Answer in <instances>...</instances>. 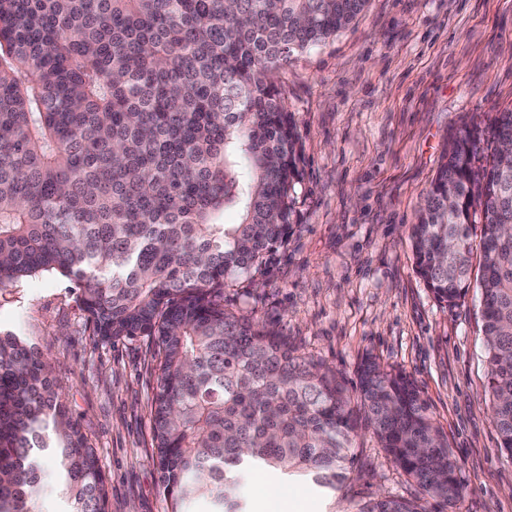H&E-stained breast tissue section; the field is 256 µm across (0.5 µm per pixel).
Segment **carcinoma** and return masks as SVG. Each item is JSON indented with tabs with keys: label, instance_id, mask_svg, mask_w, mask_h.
<instances>
[{
	"label": "carcinoma",
	"instance_id": "cac0c4a2",
	"mask_svg": "<svg viewBox=\"0 0 512 512\" xmlns=\"http://www.w3.org/2000/svg\"><path fill=\"white\" fill-rule=\"evenodd\" d=\"M366 0H0V288L42 272L83 287L103 342L150 336L151 431L168 512H251L264 470L337 488L357 415L419 498L453 510L456 461L414 383L372 357L357 400L268 326L224 307L295 223L291 57ZM512 110L453 138L409 226L415 270L452 308L480 232L487 392L512 459ZM233 208L239 222L221 220ZM35 344L0 330V512H106L108 479ZM363 512H426L380 498Z\"/></svg>",
	"mask_w": 512,
	"mask_h": 512
}]
</instances>
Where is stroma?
<instances>
[{
	"instance_id": "obj_1",
	"label": "stroma",
	"mask_w": 512,
	"mask_h": 512,
	"mask_svg": "<svg viewBox=\"0 0 512 512\" xmlns=\"http://www.w3.org/2000/svg\"><path fill=\"white\" fill-rule=\"evenodd\" d=\"M302 160L296 222L269 274L227 290L289 345L357 384L363 357L411 379L458 463L454 512H512V459L499 448L485 389L480 296L448 308L416 274L407 229L451 139L512 110V0H367L325 43L279 74ZM0 328L36 343L69 414L107 475V512H166L150 430L158 360L150 337L101 342L82 291L56 273L0 289ZM337 489L251 477L304 512H362L416 498L360 424Z\"/></svg>"
}]
</instances>
